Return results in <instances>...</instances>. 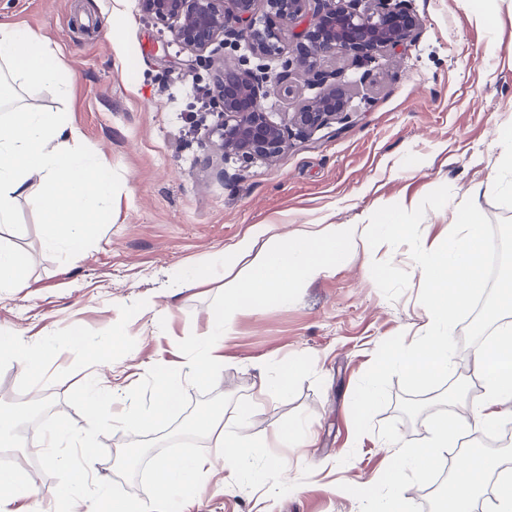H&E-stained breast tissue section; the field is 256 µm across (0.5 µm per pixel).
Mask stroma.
I'll use <instances>...</instances> for the list:
<instances>
[{"label": "stroma", "instance_id": "1", "mask_svg": "<svg viewBox=\"0 0 512 512\" xmlns=\"http://www.w3.org/2000/svg\"><path fill=\"white\" fill-rule=\"evenodd\" d=\"M409 5L419 29L399 55L326 62L351 88L346 120L293 139L276 160L245 165L215 148L218 117L199 108L212 64L172 44L140 0H0V23L37 37L70 87L63 96L33 86L27 96L79 129L76 150L109 162L112 187L111 207L72 253L48 247L46 218L30 201L17 200L13 223L0 226V243L26 272L23 287L0 292V337L27 342L43 366L25 382L11 359H0V402L51 397L54 412L83 428L66 398L89 378L109 390L143 365L189 363L224 290L216 282L174 297L172 277L206 268L249 225L286 235L302 224L377 225L397 213L443 243L467 188L497 175L503 127L512 124V0ZM421 289L414 247H393L376 232L334 273L297 284L288 301L249 303L224 343L215 390L189 389L190 407L167 430L114 432L113 476L151 501L152 480L129 451L152 461L210 456L190 420L210 410L232 421L263 369L287 380L288 395L243 435L268 442L303 420L312 442L280 449L288 472L269 474L261 487L225 482L214 469L189 512H379L397 444L420 443L451 390L482 393L465 363L422 387L394 368L374 376L378 361L423 324ZM116 333L127 352L112 359ZM72 336L82 348L67 347ZM292 358L306 369L288 377L282 368ZM107 359L113 368L96 369ZM370 383L378 397L363 416L352 394Z\"/></svg>", "mask_w": 512, "mask_h": 512}]
</instances>
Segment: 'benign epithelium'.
Masks as SVG:
<instances>
[{"instance_id":"1","label":"benign epithelium","mask_w":512,"mask_h":512,"mask_svg":"<svg viewBox=\"0 0 512 512\" xmlns=\"http://www.w3.org/2000/svg\"><path fill=\"white\" fill-rule=\"evenodd\" d=\"M145 15L167 29L172 41L202 57L208 49L244 43L253 57L281 52L285 36L300 41V56L285 62L275 90L286 98L298 93L288 73L298 70L309 85L327 83L334 72L324 60L352 56L368 62L377 53L394 54L411 41L418 20L408 0H142ZM268 82L265 67L222 63L210 89L219 108L217 134L228 155L243 163L275 159L289 146L287 127L299 135L347 119V98L333 86L316 100L288 113L287 125L270 120L260 88Z\"/></svg>"}]
</instances>
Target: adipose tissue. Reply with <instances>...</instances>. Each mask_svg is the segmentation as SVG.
Segmentation results:
<instances>
[{"mask_svg":"<svg viewBox=\"0 0 512 512\" xmlns=\"http://www.w3.org/2000/svg\"><path fill=\"white\" fill-rule=\"evenodd\" d=\"M46 53L29 32L0 25V82L16 87L52 83L56 71L47 65ZM78 129L38 105L27 101L8 105L0 93V224L10 223L17 198H30L49 220L47 243L65 249L81 238L88 224L112 203L108 169L100 160L88 161L74 149ZM494 178L469 187L448 226L445 242L427 244V227L392 221L386 231L392 239L417 245L418 263L425 284V321L419 335L407 345L387 353L384 367L399 368L410 383L423 385L451 374L455 320L484 286V257L492 248L480 221L482 197L499 190ZM362 224H305L288 236L274 232L273 225L253 224L226 250L222 261L224 300L211 313L208 338L192 362V378L201 382L212 377L222 364L224 338L235 313L247 300L267 296L287 300L302 281L326 276L346 264L365 242ZM263 252H255L258 241ZM248 259L245 271L236 263ZM512 312V278H505L491 310L501 320L495 335L473 353L472 365L483 397L469 408L465 420L440 417L425 440L397 451L396 478L385 512H409L405 496L408 473L430 472L441 453L455 444L459 428L469 432H495L504 418L512 417V323L502 316ZM195 425L212 443L211 459H161L153 467L157 490L147 504L131 507L118 497L101 493L89 512H170L176 494L201 486L213 464H221L224 478L233 481L250 469L259 455L255 443L242 438L225 423L222 415L206 413ZM457 477L448 484V512H474L485 491V479L496 476L495 512H512V473L480 451L467 454L456 467Z\"/></svg>","mask_w":512,"mask_h":512,"instance_id":"ef3b65f1","label":"adipose tissue"}]
</instances>
